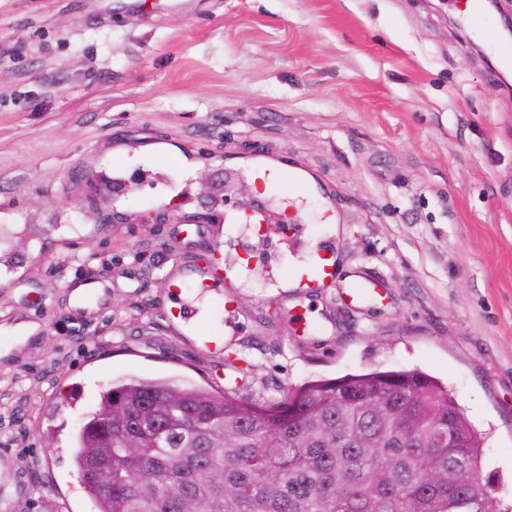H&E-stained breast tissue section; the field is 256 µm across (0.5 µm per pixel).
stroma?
I'll use <instances>...</instances> for the list:
<instances>
[{
  "mask_svg": "<svg viewBox=\"0 0 512 512\" xmlns=\"http://www.w3.org/2000/svg\"><path fill=\"white\" fill-rule=\"evenodd\" d=\"M460 2L146 0L135 16L117 0H0V225L31 230L0 284V512H94L73 435L108 383L221 395L230 374L259 400L366 368L447 384L512 505V91L455 28ZM270 166L304 188L256 191ZM89 174L130 179L137 202L92 200ZM253 200L299 203L301 243L229 232ZM170 201L169 224L105 219ZM216 243L228 264L254 261L210 289L197 336L173 309L199 295ZM321 244L340 278L289 287ZM361 272L384 294L354 307L342 291ZM82 279L103 302L76 308Z\"/></svg>",
  "mask_w": 512,
  "mask_h": 512,
  "instance_id": "stroma-1",
  "label": "stroma"
}]
</instances>
